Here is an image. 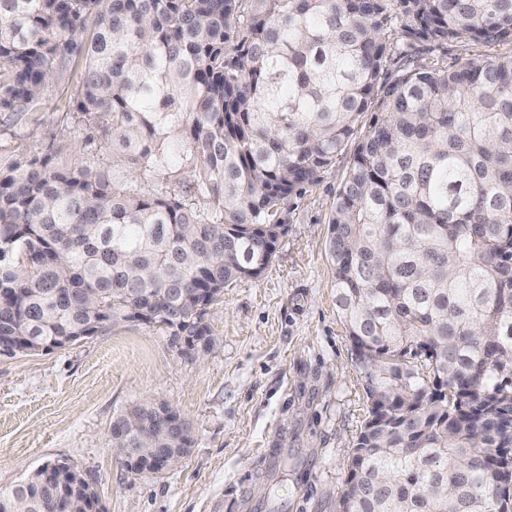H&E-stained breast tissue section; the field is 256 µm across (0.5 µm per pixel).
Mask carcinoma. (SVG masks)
<instances>
[{
	"mask_svg": "<svg viewBox=\"0 0 512 512\" xmlns=\"http://www.w3.org/2000/svg\"><path fill=\"white\" fill-rule=\"evenodd\" d=\"M421 41L512 44V0H0V112L82 52L90 148L0 168V336L142 322L208 352L197 289L258 277L282 202L345 157L328 252L369 415L337 512H512V54L444 66ZM165 419L114 430L185 456V424L146 438ZM46 473L0 512L97 500Z\"/></svg>",
	"mask_w": 512,
	"mask_h": 512,
	"instance_id": "obj_1",
	"label": "carcinoma"
}]
</instances>
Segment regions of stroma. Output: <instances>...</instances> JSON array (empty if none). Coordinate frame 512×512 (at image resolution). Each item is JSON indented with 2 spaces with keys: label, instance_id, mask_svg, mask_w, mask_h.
I'll list each match as a JSON object with an SVG mask.
<instances>
[{
  "label": "stroma",
  "instance_id": "obj_1",
  "mask_svg": "<svg viewBox=\"0 0 512 512\" xmlns=\"http://www.w3.org/2000/svg\"><path fill=\"white\" fill-rule=\"evenodd\" d=\"M84 68L72 55L31 111L0 112V167L81 156L67 103ZM346 167L338 161L283 202L270 266L205 310L208 353L185 355L164 333L127 322L0 357V491L67 462L92 480L104 512H336L368 408L327 254ZM147 401L176 408L192 440L158 475L128 471L111 445L117 414Z\"/></svg>",
  "mask_w": 512,
  "mask_h": 512
}]
</instances>
